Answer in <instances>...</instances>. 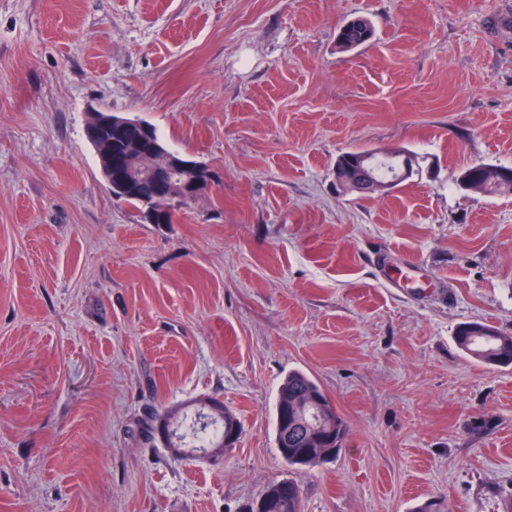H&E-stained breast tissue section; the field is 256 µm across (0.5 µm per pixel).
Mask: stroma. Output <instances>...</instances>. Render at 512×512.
Masks as SVG:
<instances>
[{"mask_svg":"<svg viewBox=\"0 0 512 512\" xmlns=\"http://www.w3.org/2000/svg\"><path fill=\"white\" fill-rule=\"evenodd\" d=\"M372 19L349 52L336 30ZM147 120L218 182L170 224L117 200L91 110ZM420 172L342 191L337 157ZM512 0H0V512H244L296 482L303 512H505L512 366ZM347 425L312 470L280 457L289 370ZM215 399L235 448L176 458L147 431ZM482 167L469 171V166L463 168L456 181L460 184V180L467 178L468 176H474L481 180L483 191L486 194L501 195V194H512V179H508L502 170L507 166L481 163ZM454 341L466 355L494 366L512 365V336L479 323L466 322L456 329Z\"/></svg>","mask_w":512,"mask_h":512,"instance_id":"1","label":"stroma"}]
</instances>
